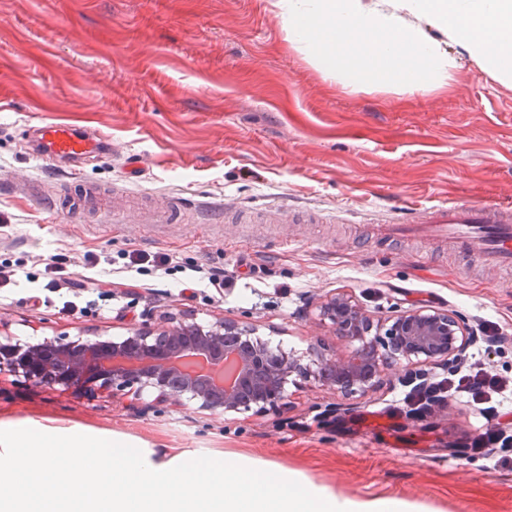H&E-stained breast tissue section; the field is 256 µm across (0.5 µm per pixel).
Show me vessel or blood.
<instances>
[{"mask_svg":"<svg viewBox=\"0 0 512 512\" xmlns=\"http://www.w3.org/2000/svg\"><path fill=\"white\" fill-rule=\"evenodd\" d=\"M36 134L44 152L60 160H74L100 153L109 141L104 134L62 123L39 125ZM389 234L427 230L459 240L475 255H493L512 266V205L450 202L421 209L403 205L383 220Z\"/></svg>","mask_w":512,"mask_h":512,"instance_id":"vessel-or-blood-1","label":"vessel or blood"}]
</instances>
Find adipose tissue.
Returning a JSON list of instances; mask_svg holds the SVG:
<instances>
[{
	"label": "adipose tissue",
	"mask_w": 512,
	"mask_h": 512,
	"mask_svg": "<svg viewBox=\"0 0 512 512\" xmlns=\"http://www.w3.org/2000/svg\"><path fill=\"white\" fill-rule=\"evenodd\" d=\"M290 42L355 85L442 84L449 49L512 83V0H278ZM0 512H411L249 458L142 448L30 421L0 426Z\"/></svg>",
	"instance_id": "obj_1"
}]
</instances>
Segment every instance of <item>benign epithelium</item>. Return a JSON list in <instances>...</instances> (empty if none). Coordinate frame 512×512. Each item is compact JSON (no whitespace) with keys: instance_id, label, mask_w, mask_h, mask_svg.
I'll return each mask as SVG.
<instances>
[{"instance_id":"obj_1","label":"benign epithelium","mask_w":512,"mask_h":512,"mask_svg":"<svg viewBox=\"0 0 512 512\" xmlns=\"http://www.w3.org/2000/svg\"><path fill=\"white\" fill-rule=\"evenodd\" d=\"M317 308L348 349L330 354L319 341L310 349V366L256 336L246 322L222 317L203 325L182 312L116 339H0V375L50 390L112 395L132 388L157 402L189 401L202 411L226 415L287 404L294 375L312 377L344 396L366 394L379 386L388 366L409 370L461 363L475 336L465 316L446 310H397L371 336V317L349 298L335 295Z\"/></svg>"}]
</instances>
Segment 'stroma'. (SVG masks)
<instances>
[{
	"label": "stroma",
	"instance_id": "obj_1",
	"mask_svg": "<svg viewBox=\"0 0 512 512\" xmlns=\"http://www.w3.org/2000/svg\"><path fill=\"white\" fill-rule=\"evenodd\" d=\"M44 122L100 131L111 149L70 176L29 147ZM86 183L99 202L61 212ZM448 201L512 203V84L469 60L436 88L367 87L318 71L275 0H0V265L25 270L0 283L2 335L121 336L182 310L250 322L304 359L334 338L314 302L339 293L377 321L423 307L495 322L503 342L482 361L512 382V271L375 223ZM281 204L288 221L268 223ZM49 264L67 285L49 288ZM201 270L223 272V288ZM385 377L352 397L300 377L287 406L224 417L4 374L0 424L249 456L415 512H512V471L459 448L483 430L477 405L397 419L406 389ZM369 411L389 426H362Z\"/></svg>",
	"mask_w": 512,
	"mask_h": 512
}]
</instances>
